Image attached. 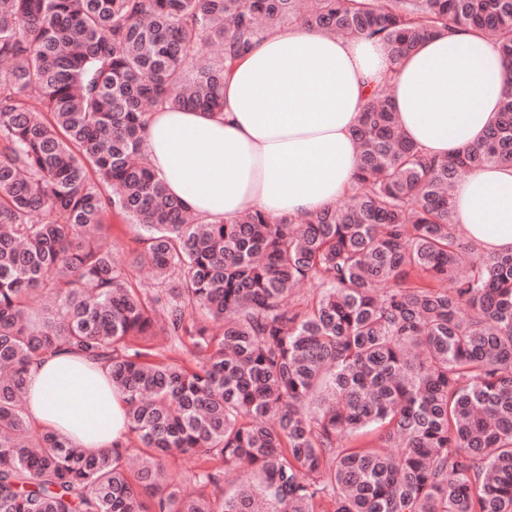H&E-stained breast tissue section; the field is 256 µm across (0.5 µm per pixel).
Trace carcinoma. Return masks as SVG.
Masks as SVG:
<instances>
[{
  "instance_id": "carcinoma-1",
  "label": "carcinoma",
  "mask_w": 512,
  "mask_h": 512,
  "mask_svg": "<svg viewBox=\"0 0 512 512\" xmlns=\"http://www.w3.org/2000/svg\"><path fill=\"white\" fill-rule=\"evenodd\" d=\"M287 21L395 62L451 26L486 35L509 68L498 118L437 160L384 84L348 204L198 217L142 153L150 113L223 111L224 76ZM503 164L512 0H5L0 512H512V252L461 242L452 204L463 174ZM110 211L153 285L112 258ZM65 350L109 370L123 446L89 456L32 427L27 370ZM187 453L190 489L168 468Z\"/></svg>"
}]
</instances>
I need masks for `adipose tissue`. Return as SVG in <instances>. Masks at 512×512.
Instances as JSON below:
<instances>
[{"label": "adipose tissue", "instance_id": "ef3b65f1", "mask_svg": "<svg viewBox=\"0 0 512 512\" xmlns=\"http://www.w3.org/2000/svg\"><path fill=\"white\" fill-rule=\"evenodd\" d=\"M504 76L494 41L461 29L435 35L394 64L374 38L275 28L225 76L222 112L158 108L142 151L198 216L314 213L352 191L359 155L352 130L379 78L388 80L403 132L425 155L443 159L481 141ZM453 199L457 223L482 252L512 250V166L470 173ZM26 389L29 419L86 454L123 441L124 397L105 368L81 355L34 360Z\"/></svg>", "mask_w": 512, "mask_h": 512}]
</instances>
